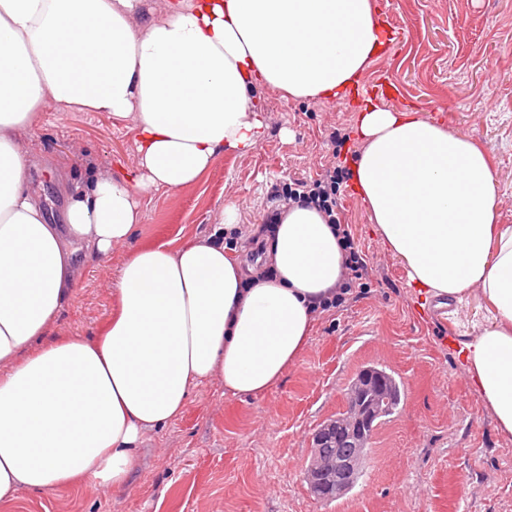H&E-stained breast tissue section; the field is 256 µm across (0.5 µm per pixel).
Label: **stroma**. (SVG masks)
I'll return each mask as SVG.
<instances>
[{
  "instance_id": "obj_1",
  "label": "stroma",
  "mask_w": 512,
  "mask_h": 512,
  "mask_svg": "<svg viewBox=\"0 0 512 512\" xmlns=\"http://www.w3.org/2000/svg\"><path fill=\"white\" fill-rule=\"evenodd\" d=\"M375 2L404 36L362 84L387 79L390 107L421 110L469 136L495 171L499 221L512 225V0ZM491 67L497 80L487 77ZM253 99L265 124L253 153L224 156L178 193L140 195L142 220L128 244L81 267L61 334H97L130 250L205 235L230 204L241 227L260 223L275 186L319 173L331 132L343 136L347 161L359 154L352 98L293 100L262 87ZM25 149L29 185L56 222L75 186L108 165L133 164L136 153L128 123L52 106L36 112ZM336 215L368 257L371 293L321 314L280 382L259 397L225 395L216 379L193 388L178 418L143 437L123 491H24L0 512H512V439L468 386L451 324L434 317L436 299L410 286L350 182L340 186ZM372 364L401 380L400 405L376 430L355 487L315 500L304 481L312 435Z\"/></svg>"
}]
</instances>
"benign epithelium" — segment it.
<instances>
[{
    "mask_svg": "<svg viewBox=\"0 0 512 512\" xmlns=\"http://www.w3.org/2000/svg\"><path fill=\"white\" fill-rule=\"evenodd\" d=\"M389 395L382 377L368 368L358 373L346 396L349 414L327 422L312 438L305 476L315 487L339 496L351 485L367 457L366 429L373 426Z\"/></svg>",
    "mask_w": 512,
    "mask_h": 512,
    "instance_id": "1",
    "label": "benign epithelium"
}]
</instances>
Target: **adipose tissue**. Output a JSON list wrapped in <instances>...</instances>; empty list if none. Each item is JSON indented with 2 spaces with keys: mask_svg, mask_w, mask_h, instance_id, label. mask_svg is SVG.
Returning a JSON list of instances; mask_svg holds the SVG:
<instances>
[{
  "mask_svg": "<svg viewBox=\"0 0 512 512\" xmlns=\"http://www.w3.org/2000/svg\"><path fill=\"white\" fill-rule=\"evenodd\" d=\"M0 0V505L97 482L123 490L141 438L201 382L262 396L300 358L345 253L312 206L281 204L260 278L209 234L131 251L97 336H58L82 259L129 241L137 193L194 185L225 153L255 149L252 93L328 100L381 49L374 0ZM133 120L137 162L102 171L51 223L29 189L21 138L46 105ZM354 190L419 293L481 312L454 319L466 379L512 438V226L487 155L406 109L360 107Z\"/></svg>",
  "mask_w": 512,
  "mask_h": 512,
  "instance_id": "obj_1",
  "label": "adipose tissue"
}]
</instances>
